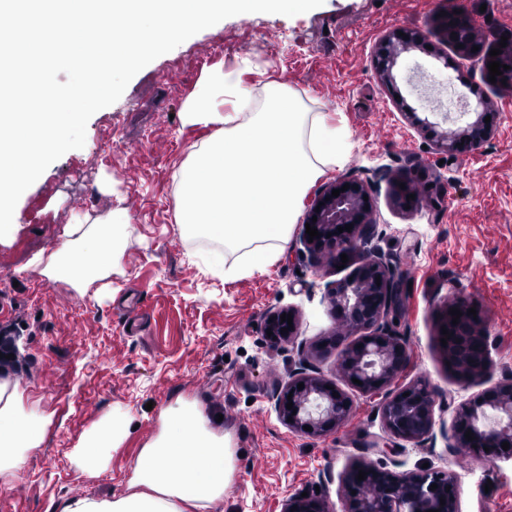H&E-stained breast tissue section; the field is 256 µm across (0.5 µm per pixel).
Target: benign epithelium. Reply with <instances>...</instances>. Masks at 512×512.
Segmentation results:
<instances>
[{"mask_svg":"<svg viewBox=\"0 0 512 512\" xmlns=\"http://www.w3.org/2000/svg\"><path fill=\"white\" fill-rule=\"evenodd\" d=\"M443 35L451 43L464 45L462 52L472 53L478 45L474 28L461 22V17L448 12L441 19ZM406 37L399 36V33ZM457 34L452 39L451 34ZM428 40L419 30L390 31L382 40L376 56L378 79L391 95L400 94L395 71L402 56L414 50L427 51ZM490 122H485V117ZM496 113L483 108L475 112V119L451 131L439 132L430 123L423 126L430 131L437 150L447 154L468 153L477 149L491 135ZM350 188L339 196L332 190L344 185ZM375 201L367 184L357 178L333 181L323 186L307 203L304 222L316 228L319 236L306 243L308 251L316 254L325 249L337 255L356 254L358 265L352 276L336 282L330 289L331 303L341 311L356 338L346 341L337 336L327 340V347L340 351V371L347 379L362 382L359 389L370 396L382 393L408 364L405 342L394 329V320L403 300L404 279L396 272L393 258L379 248L367 247L374 235L373 213ZM317 221H312V217ZM353 225L350 231L338 227ZM453 307L462 312L458 323L450 325L451 338L446 345L448 358L472 377H478L489 368L486 338L481 331L482 314L468 313L472 304L459 301ZM283 311L269 313L264 329L272 331L269 340L286 343L294 329L281 320ZM287 332H281V329ZM304 384L298 389V384ZM328 381L308 373L305 364L294 373L283 391L276 396V406L283 419H292L289 426L310 434L325 435L349 419L353 402L336 387L326 388ZM338 396H333V392ZM293 402V409L287 408ZM435 399L421 382L403 384L385 394L380 404L381 419L391 440L373 443L374 452L387 456L393 452L392 439L420 443L433 436L435 426ZM471 431L474 440L465 438ZM448 439L457 448L488 461L512 458V381L501 383L454 411L453 425ZM509 443L503 450L502 443ZM366 472L359 481V471ZM437 485L431 489V485ZM344 512H458L457 485L451 471L422 469L397 473L373 462L352 465L343 479ZM445 504H440V499ZM282 512H326L322 497L297 493L288 497Z\"/></svg>","mask_w":512,"mask_h":512,"instance_id":"benign-epithelium-1","label":"benign epithelium"}]
</instances>
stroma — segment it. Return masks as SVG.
I'll use <instances>...</instances> for the list:
<instances>
[{"mask_svg":"<svg viewBox=\"0 0 512 512\" xmlns=\"http://www.w3.org/2000/svg\"><path fill=\"white\" fill-rule=\"evenodd\" d=\"M448 10L465 15L482 51L512 34V0H324L293 17L224 19L142 69L116 103L90 118L84 147L65 153L23 193L16 229L0 241V339L15 345L27 406L52 422L12 486L0 489V512H59L71 495L123 492L161 410L179 398L222 415L231 437L237 469L224 489V512H281L289 496L314 490L328 512H343L345 471L375 457L370 444L385 435L378 400L349 389L351 417L324 436L290 428L275 406L301 359L343 384L337 351L320 343L348 333L329 298L348 269L331 253L310 254L297 223L285 254L264 272L227 281L204 261L217 242L188 235L178 221L177 175L194 146L216 133L185 124L182 105L217 68L240 70L247 98L286 83L349 134L347 159L325 168L308 192L345 177L368 184L375 242L410 283L397 324L410 354L408 377L435 399L433 438L399 441L387 467L452 471L459 512H512V459L491 463L448 445L455 408L512 380V97L483 80L477 57L443 39L437 21ZM401 26L421 29L435 47L404 54L397 69L420 118L448 130L433 105L445 97L473 111L485 101L497 112L495 132L472 153L446 157L429 148L425 131L379 81L377 45ZM474 83L481 96L471 93ZM406 175L421 197L408 208L394 199L395 182ZM117 211L127 233L120 272L80 293L30 267L35 254L65 243L70 224ZM462 299L487 316L492 367L480 380L449 367L440 342L442 309ZM278 309L297 315L292 342L264 334L268 313ZM126 416L136 428L108 468L92 477L77 472L70 461L77 439Z\"/></svg>","mask_w":512,"mask_h":512,"instance_id":"stroma-1","label":"stroma"}]
</instances>
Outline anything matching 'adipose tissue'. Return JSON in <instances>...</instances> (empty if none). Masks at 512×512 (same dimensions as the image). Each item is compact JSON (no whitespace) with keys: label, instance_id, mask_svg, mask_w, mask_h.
I'll list each match as a JSON object with an SVG mask.
<instances>
[{"label":"adipose tissue","instance_id":"adipose-tissue-1","mask_svg":"<svg viewBox=\"0 0 512 512\" xmlns=\"http://www.w3.org/2000/svg\"><path fill=\"white\" fill-rule=\"evenodd\" d=\"M240 73H210L183 104L190 125L217 126L215 136L191 156V167L175 198L182 223L223 251L209 254L214 270L242 276L265 268L285 251L300 204L323 167L345 153L341 128L308 111L284 83L271 84L260 107L238 102ZM233 98L225 110V98ZM68 244L51 255L36 254L31 266L51 279H72L83 290L108 277L124 250L125 227L111 222H76ZM99 261L79 268L84 249ZM238 255L227 265L225 252ZM49 417L26 411L18 379L0 371V487L9 488L26 460L40 448ZM121 432L99 423L83 433L70 453L74 468L96 475L109 464L108 449ZM231 437L215 428L198 401L177 399L160 414L158 433L140 448L124 493L107 498L68 497L61 512H224V488L235 473Z\"/></svg>","mask_w":512,"mask_h":512}]
</instances>
